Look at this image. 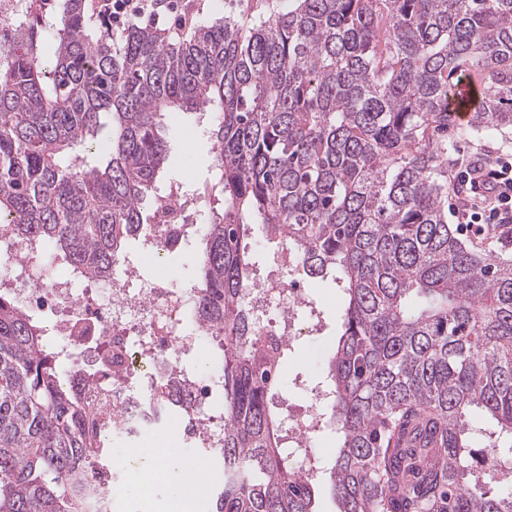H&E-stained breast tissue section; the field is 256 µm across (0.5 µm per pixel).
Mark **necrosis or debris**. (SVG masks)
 <instances>
[{"label":"necrosis or debris","instance_id":"obj_1","mask_svg":"<svg viewBox=\"0 0 512 512\" xmlns=\"http://www.w3.org/2000/svg\"><path fill=\"white\" fill-rule=\"evenodd\" d=\"M184 182L168 186L151 211L149 224L134 240L141 253L161 258L187 246L195 223ZM9 225H0V242H11L9 263L0 262V288L15 294L30 312L46 316L47 336L60 354L80 355L69 376L99 435L123 436V467L149 451L156 438L174 434L200 448L224 444V418L213 403L222 389L216 375L199 377L183 364L186 352L205 340L193 313L196 289L164 278L144 282L141 262L122 260L111 276L84 277L67 264L56 273L43 266L41 242L17 245ZM246 311L260 335L294 344L316 329L319 311L307 279L291 252L280 251L263 280L243 294ZM324 390L311 389L306 405L289 407L288 451L299 472L315 477L312 440L323 430Z\"/></svg>","mask_w":512,"mask_h":512}]
</instances>
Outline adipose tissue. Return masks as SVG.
<instances>
[{
    "mask_svg": "<svg viewBox=\"0 0 512 512\" xmlns=\"http://www.w3.org/2000/svg\"><path fill=\"white\" fill-rule=\"evenodd\" d=\"M162 473L174 477L167 512H193L194 504L205 486L198 473L184 468L178 449L170 443L158 446L150 455L139 459L128 487L129 492L142 499L149 497L155 478Z\"/></svg>",
    "mask_w": 512,
    "mask_h": 512,
    "instance_id": "ef3b65f1",
    "label": "adipose tissue"
}]
</instances>
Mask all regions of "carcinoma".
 <instances>
[{"label":"carcinoma","mask_w":512,"mask_h":512,"mask_svg":"<svg viewBox=\"0 0 512 512\" xmlns=\"http://www.w3.org/2000/svg\"><path fill=\"white\" fill-rule=\"evenodd\" d=\"M1 56L0 218L92 278L149 221L164 116L220 107L193 284L224 378V447L201 452L224 464L213 512H315L322 478L337 512H512V471L487 479L472 455L480 436L491 456L512 449V257L448 224L437 142L463 77L482 89L471 129L512 127V0H288L175 42L135 23L116 36L86 0H56ZM251 224L341 295L324 418L336 456L311 480L242 308ZM110 455L43 326L0 292V512H88Z\"/></svg>","instance_id":"obj_1"}]
</instances>
